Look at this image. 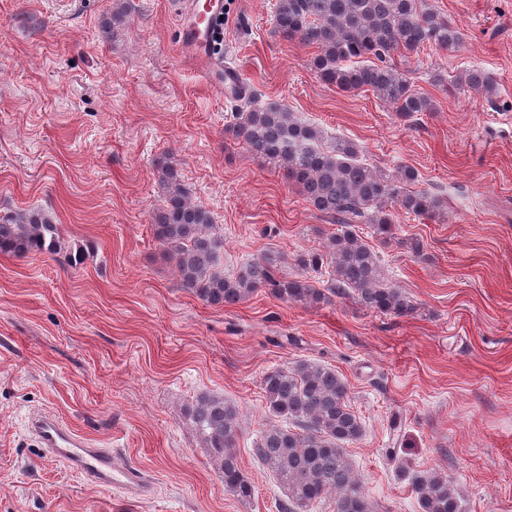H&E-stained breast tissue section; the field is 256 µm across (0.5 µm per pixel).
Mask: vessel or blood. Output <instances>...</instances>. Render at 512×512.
<instances>
[{"instance_id":"vessel-or-blood-1","label":"vessel or blood","mask_w":512,"mask_h":512,"mask_svg":"<svg viewBox=\"0 0 512 512\" xmlns=\"http://www.w3.org/2000/svg\"><path fill=\"white\" fill-rule=\"evenodd\" d=\"M222 17L218 4L207 0L203 8L197 10L193 23L187 26L183 46L206 71L220 74L225 89H239L243 86L239 69L214 62L215 27ZM32 429L43 447L89 481L121 487L135 497L148 493V485L135 468L119 464L108 449L90 447L86 438L63 425L55 416L36 417L32 421Z\"/></svg>"}]
</instances>
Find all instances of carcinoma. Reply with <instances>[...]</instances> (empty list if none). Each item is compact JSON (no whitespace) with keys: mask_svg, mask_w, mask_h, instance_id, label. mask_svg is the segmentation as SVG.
<instances>
[{"mask_svg":"<svg viewBox=\"0 0 512 512\" xmlns=\"http://www.w3.org/2000/svg\"><path fill=\"white\" fill-rule=\"evenodd\" d=\"M274 31L286 41L318 48L312 70L324 83L351 93L370 91L402 117L431 112L430 97L416 90L394 57L409 59L427 45L441 50L459 47L453 21L427 0H277ZM463 90L491 96L494 79L481 68L466 71ZM224 135L283 171L310 205L340 224L322 251L295 255L303 270L326 271L320 290L304 277L280 275L284 255L269 251L245 264L233 277L216 270L221 241L212 233L210 212L189 200L176 167L156 166L162 204L152 231L164 254L175 260L180 284L210 306L236 304L267 289L284 302L316 306L330 297H351L370 311L407 315L409 297L388 283L379 252L355 230L368 224L382 244L398 242L414 253L417 238L399 237L398 208L434 219L444 202L426 190H403L419 181L416 169L404 166L390 175L359 160L360 147L299 121L286 108L245 101ZM61 250L60 231L43 212L29 210L0 218V254L31 252L54 255ZM265 408L285 425H268L250 449L282 493L278 512H310L326 496L336 497V512H373L363 482L354 474L346 445L364 434L361 419L348 404L349 390L336 371L312 363L277 367L262 375ZM189 417L205 451L224 477V490L240 500L255 495V486L239 464L235 446L238 410L226 400L200 397ZM411 483L419 512H463L461 496L445 473L417 471L401 465Z\"/></svg>","mask_w":512,"mask_h":512,"instance_id":"carcinoma-1","label":"carcinoma"}]
</instances>
